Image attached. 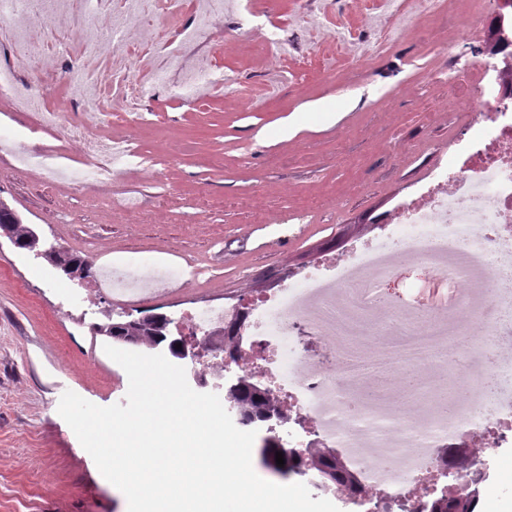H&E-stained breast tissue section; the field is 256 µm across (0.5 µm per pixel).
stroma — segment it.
Segmentation results:
<instances>
[{
  "instance_id": "1",
  "label": "stroma",
  "mask_w": 512,
  "mask_h": 512,
  "mask_svg": "<svg viewBox=\"0 0 512 512\" xmlns=\"http://www.w3.org/2000/svg\"><path fill=\"white\" fill-rule=\"evenodd\" d=\"M261 0L288 54L270 60L265 32L225 16L205 50L223 83L196 101L157 84L136 128L122 121L97 135L133 160L119 185L99 183L81 140L61 139L32 117L0 107V200L40 225L48 242L89 263L127 255L160 258L181 287L135 302L72 292L44 260L0 242V512H128L123 493L58 413L70 390L102 407L124 403L128 377L92 326L124 319L245 304L288 285L326 255L344 256L376 233L374 222L411 197L467 141V109L485 80L483 34L456 40L472 4L446 0L415 16L410 0ZM448 38L438 55L436 37ZM376 45L369 66L357 55ZM252 85L250 98L234 94ZM326 112L336 122H324ZM58 153L81 181L46 185L16 166L21 143Z\"/></svg>"
}]
</instances>
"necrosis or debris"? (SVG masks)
Segmentation results:
<instances>
[{"label":"necrosis or debris","mask_w":512,"mask_h":512,"mask_svg":"<svg viewBox=\"0 0 512 512\" xmlns=\"http://www.w3.org/2000/svg\"><path fill=\"white\" fill-rule=\"evenodd\" d=\"M118 20L60 0L77 27L70 43L42 54L28 29L45 0H0V96L66 138L86 132L72 121L81 106L102 126L142 118L151 81L127 78L133 48L154 53L159 33L194 42L221 15L222 0H120ZM73 61L59 72L57 59ZM102 57L116 75L103 87L84 60ZM39 83L19 88L18 61ZM465 146L383 220L373 240L341 258L320 260L285 288L248 307L238 368L257 370L286 403L292 448H342L356 491L320 487L291 475L339 512H429L445 495V448L482 444L468 474L494 472L502 493L486 512H512V80L481 86ZM460 397L441 406L449 376Z\"/></svg>","instance_id":"obj_1"}]
</instances>
